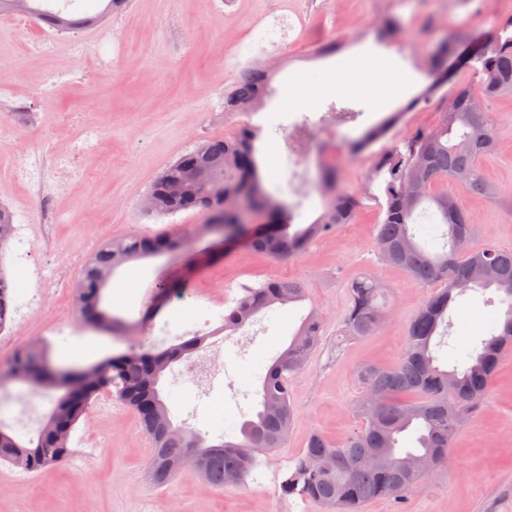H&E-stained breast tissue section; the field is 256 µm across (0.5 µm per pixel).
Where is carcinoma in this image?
I'll return each instance as SVG.
<instances>
[{"label":"carcinoma","mask_w":512,"mask_h":512,"mask_svg":"<svg viewBox=\"0 0 512 512\" xmlns=\"http://www.w3.org/2000/svg\"><path fill=\"white\" fill-rule=\"evenodd\" d=\"M428 85L403 107L366 126L347 140L354 157L385 139L404 111L451 90L435 127L414 130L374 153L367 179V198L383 218L377 225L375 249L384 263L407 274L422 287H435L410 320L403 354L391 366L364 363L357 369L362 395L382 396L372 410L358 400L361 423L339 442L311 434L280 482L284 497H299L338 512H362L375 500L401 503L425 474L410 470L414 458L430 455L436 466L448 461V448L463 420L484 401L506 350L512 348V251L477 245L468 211L439 183H454L473 195L490 197L491 185L479 160L491 156L496 131L482 101L512 92V19L498 23L489 37L475 41L451 29L428 50ZM473 75L470 83L458 74ZM272 76L254 68L224 96V111L237 112L258 103ZM261 128L244 125L232 137L197 143L166 166L149 188L157 217L198 211L224 217V234L239 235L242 244L274 259L297 257L318 238L353 221L361 198L342 187L339 169L323 168L318 190L323 211L311 223L295 225L300 204L284 192L263 185L256 141ZM171 236H131L102 245L108 261L89 260L78 277L77 305L81 321L119 333L123 323L103 306L109 280L105 274L134 258L172 250ZM495 288L501 309L480 344L454 353L451 368L438 364L434 339L449 328L448 311L469 291ZM181 279L162 281L143 319L159 314L181 292ZM304 287L295 280H267L242 289L224 310V329L236 331L251 317L275 304L303 300ZM384 289L373 277L348 285L343 315L351 336H371L389 316ZM323 329L316 311L303 318L294 335L263 377L256 419L244 422L240 438L222 435L214 443L193 430L174 424L160 389L173 364L205 342L193 336L165 349L129 348L87 364L57 366L39 346L17 351L5 370L0 388L21 382L33 390L57 392L36 436L23 439L0 424V463L29 473L67 464L72 456L70 435L86 418L91 401L110 392L131 408L153 444L150 474L167 484L195 458L203 460L202 477L214 487L243 485L260 465V456L282 448L297 419L291 403L290 379L308 363ZM415 434L416 447L400 439ZM381 459L371 460L375 450Z\"/></svg>","instance_id":"cac0c4a2"}]
</instances>
